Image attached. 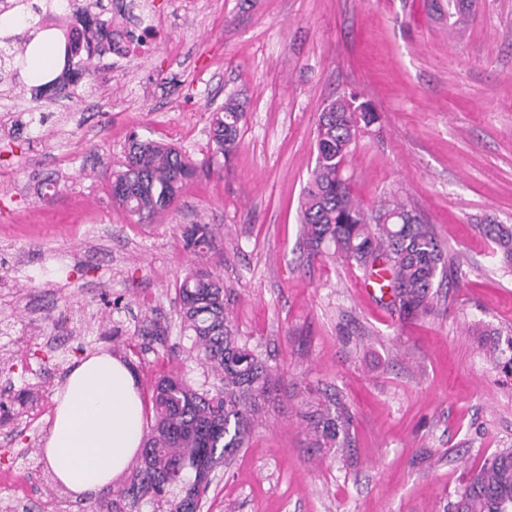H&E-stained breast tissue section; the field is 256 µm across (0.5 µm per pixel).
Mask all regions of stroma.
I'll return each instance as SVG.
<instances>
[{"mask_svg":"<svg viewBox=\"0 0 512 512\" xmlns=\"http://www.w3.org/2000/svg\"><path fill=\"white\" fill-rule=\"evenodd\" d=\"M104 2L107 29L141 35L133 54L94 59L68 100L0 83V512H112L128 475L76 498L24 461L83 355L125 362L147 404L161 375L203 383L176 298L201 265L281 375L201 512H445L512 448V377L470 330L512 331V267L478 230L512 225V0H476L461 38L431 0ZM232 91L244 117L226 160L210 118ZM350 93L378 115L344 171L353 196L368 211L400 197L455 261L430 316L400 320L364 271L303 244L318 115ZM134 134L210 163L150 224L109 197ZM191 224L211 225V247L186 248ZM145 319L163 340L138 335ZM335 399L350 445L313 447L303 404Z\"/></svg>","mask_w":512,"mask_h":512,"instance_id":"obj_1","label":"stroma"}]
</instances>
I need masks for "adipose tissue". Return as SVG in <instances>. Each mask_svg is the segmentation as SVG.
<instances>
[{
    "label": "adipose tissue",
    "instance_id": "adipose-tissue-1",
    "mask_svg": "<svg viewBox=\"0 0 512 512\" xmlns=\"http://www.w3.org/2000/svg\"><path fill=\"white\" fill-rule=\"evenodd\" d=\"M55 400L44 460L73 496L97 493L142 445L144 408L135 377L116 357L95 352L71 371Z\"/></svg>",
    "mask_w": 512,
    "mask_h": 512
}]
</instances>
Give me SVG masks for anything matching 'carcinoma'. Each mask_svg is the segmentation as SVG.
Returning a JSON list of instances; mask_svg holds the SVG:
<instances>
[{"mask_svg":"<svg viewBox=\"0 0 512 512\" xmlns=\"http://www.w3.org/2000/svg\"><path fill=\"white\" fill-rule=\"evenodd\" d=\"M473 0H448V27L462 29ZM102 0H12L11 11L28 14L19 33L0 34V82L22 83L26 53L34 34L58 31L63 68L59 75L36 86L62 97L89 72L90 61L116 50L97 10ZM79 25L66 31L69 14ZM356 97H339L319 113L315 166L302 192L300 223L312 257L331 250L340 259L366 270L381 266L388 272L394 305L401 319L435 311L434 284L444 274L448 257L429 225L397 199L383 201L366 213L351 195L342 170L356 145L361 126H370L377 114ZM243 112L233 96L212 114L214 152L229 158L239 144ZM199 165L179 150L155 140L132 142L122 169L110 174L112 202L138 217L154 218L176 202L184 182ZM479 229L512 264V225L486 223ZM213 230L194 224L187 243L208 247ZM181 330L193 337L192 355L219 377L221 386L194 388L175 376H161L153 387L154 423L144 438L140 457L131 467L130 483L120 495L144 497L156 512H197L207 485L194 470L205 458L212 464L247 445L263 404L277 383L276 370L241 341L229 313L224 282L215 270H189L176 288ZM489 355L512 375V335L491 346ZM348 408L339 401L306 415L316 448L349 447ZM451 512H512V448H505L471 470Z\"/></svg>","mask_w":512,"mask_h":512,"instance_id":"obj_1","label":"carcinoma"}]
</instances>
